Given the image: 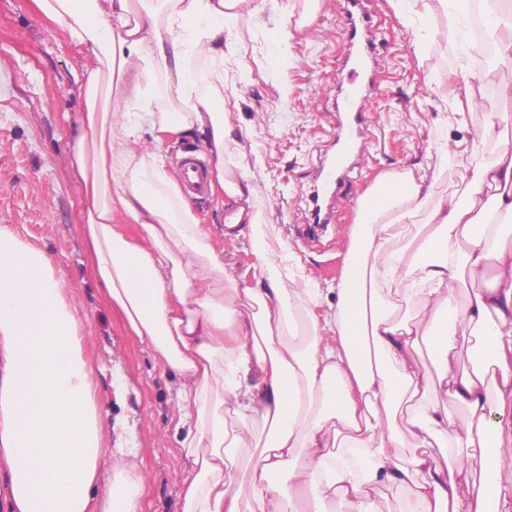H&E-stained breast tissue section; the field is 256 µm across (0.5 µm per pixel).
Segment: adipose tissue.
<instances>
[{"mask_svg":"<svg viewBox=\"0 0 512 512\" xmlns=\"http://www.w3.org/2000/svg\"><path fill=\"white\" fill-rule=\"evenodd\" d=\"M86 59L72 164L85 188L91 273L129 330L181 379L182 512H377L404 489L416 512H512V147L474 155L482 205L431 200L413 175L360 206L344 277L287 288L278 238L253 243V286L224 267L161 148L205 134L210 173L250 203L257 184L225 146L232 126L190 75L244 34L241 8L278 0H34ZM138 227L129 237L126 225ZM466 301H458L457 292ZM408 293L429 319L396 316ZM336 307L316 317L324 297ZM468 341L467 362L458 348ZM81 323L51 257L0 225V455L14 512H88L104 415ZM430 349L431 364L421 360ZM414 453L398 461L406 440ZM101 512H138L113 466Z\"/></svg>","mask_w":512,"mask_h":512,"instance_id":"ef3b65f1","label":"adipose tissue"}]
</instances>
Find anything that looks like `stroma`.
Instances as JSON below:
<instances>
[{"label": "stroma", "instance_id": "stroma-1", "mask_svg": "<svg viewBox=\"0 0 512 512\" xmlns=\"http://www.w3.org/2000/svg\"><path fill=\"white\" fill-rule=\"evenodd\" d=\"M280 10L242 13L247 41L224 60L222 94L230 98L233 139L248 150L244 168L259 193L250 211L264 230L297 254L296 274L328 287L340 280L357 219L356 200L380 180L404 173L421 179L432 197L468 196L471 157L453 153L438 164L439 145L471 138L490 116L499 139L478 144L485 156L512 144V101L497 86L512 81V57H499L480 82L465 83L457 70L472 52L465 33L431 37L425 19L438 0H370L386 64L372 99L369 139L347 190L351 206L339 213L320 240L303 230L311 220L310 189L336 130L337 87L342 65L343 0H320L307 15L304 0H279ZM424 42V53L414 51ZM451 77L456 96L474 93L477 106L456 111L430 90ZM83 58L55 23L41 17L33 0H0V225L46 251L70 288L84 320L83 354L106 415L104 478L124 455L135 464L139 512H182L183 478L191 463L175 436L179 380L154 348L127 331L90 276L91 245L83 231V182L69 162L77 136L74 119L85 108ZM236 205L222 189L193 209L210 232L227 270L251 283L254 227L225 222Z\"/></svg>", "mask_w": 512, "mask_h": 512}]
</instances>
